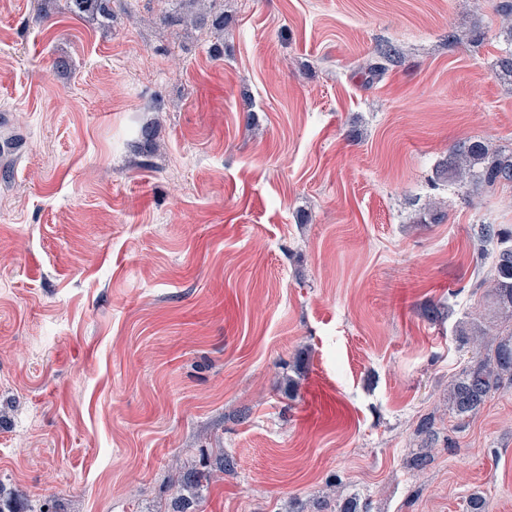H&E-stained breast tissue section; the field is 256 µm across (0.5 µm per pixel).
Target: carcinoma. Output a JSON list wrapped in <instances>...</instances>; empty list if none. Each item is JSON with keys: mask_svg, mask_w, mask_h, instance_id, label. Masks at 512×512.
<instances>
[{"mask_svg": "<svg viewBox=\"0 0 512 512\" xmlns=\"http://www.w3.org/2000/svg\"><path fill=\"white\" fill-rule=\"evenodd\" d=\"M182 11L171 20L186 28L208 27L224 31V14L216 15L205 0H180ZM68 13L100 24L112 22V0H65ZM494 68L499 78L512 82V50L499 56ZM438 178L469 185L475 190L512 185V152H492L484 141L468 140L456 145L448 158L437 167ZM477 250L481 257H491V269L479 283L489 288L493 305L512 315V228L502 224H482L478 231ZM460 332L485 338L486 325L476 320L459 322ZM512 385V330L499 331L491 339L490 353L472 357L448 386V410L459 419L477 411L496 393ZM234 468L233 458L216 456L213 468L200 472L187 469L179 478V490L173 512H190L197 501L196 493L211 479L213 472Z\"/></svg>", "mask_w": 512, "mask_h": 512, "instance_id": "cac0c4a2", "label": "carcinoma"}]
</instances>
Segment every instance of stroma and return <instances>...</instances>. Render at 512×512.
Here are the masks:
<instances>
[{
    "instance_id": "stroma-1",
    "label": "stroma",
    "mask_w": 512,
    "mask_h": 512,
    "mask_svg": "<svg viewBox=\"0 0 512 512\" xmlns=\"http://www.w3.org/2000/svg\"><path fill=\"white\" fill-rule=\"evenodd\" d=\"M496 2L216 0L217 58L176 0L108 27L0 0V484L172 512L221 449L197 512H311L335 479L371 512H512V388L447 410L458 322L505 319L475 233L512 227V186L434 182L460 141L512 151ZM234 460L228 455L220 454L216 456L213 468L206 472H200L194 469H187L182 472L179 482V490L173 501V512H193L190 509L197 501L196 493L211 479L213 471L224 473L234 468Z\"/></svg>"
}]
</instances>
